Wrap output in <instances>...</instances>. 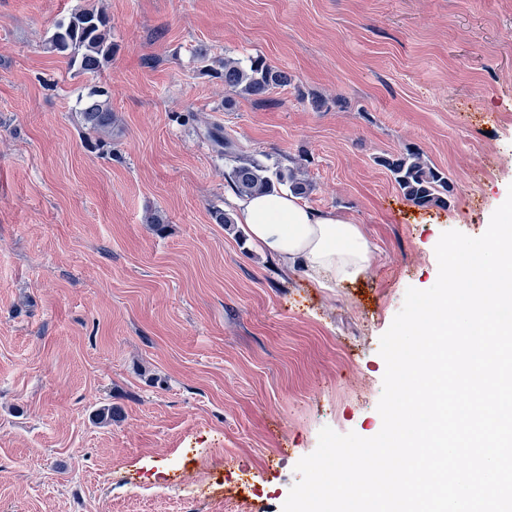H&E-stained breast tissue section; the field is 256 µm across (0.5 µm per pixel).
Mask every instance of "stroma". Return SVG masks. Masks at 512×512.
Instances as JSON below:
<instances>
[{"instance_id":"35a3bbf8","label":"stroma","mask_w":512,"mask_h":512,"mask_svg":"<svg viewBox=\"0 0 512 512\" xmlns=\"http://www.w3.org/2000/svg\"><path fill=\"white\" fill-rule=\"evenodd\" d=\"M91 7L117 46L94 80L46 47ZM257 55L291 84L226 88L224 59ZM94 84L102 144L75 111ZM215 128L301 166L364 276L320 287L215 223ZM408 146L448 208L377 165ZM511 190L512 0H0V512H282L322 427L379 433L381 335L441 234L481 236ZM376 162L391 174L404 197L414 206H448L454 194V183L444 171L429 165L419 149L406 147L379 156Z\"/></svg>"}]
</instances>
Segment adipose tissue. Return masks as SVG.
Listing matches in <instances>:
<instances>
[{
  "mask_svg": "<svg viewBox=\"0 0 512 512\" xmlns=\"http://www.w3.org/2000/svg\"><path fill=\"white\" fill-rule=\"evenodd\" d=\"M238 220L258 249L284 267H302L324 288L360 278L371 260L356 224L291 194L246 198Z\"/></svg>",
  "mask_w": 512,
  "mask_h": 512,
  "instance_id": "ef3b65f1",
  "label": "adipose tissue"
}]
</instances>
